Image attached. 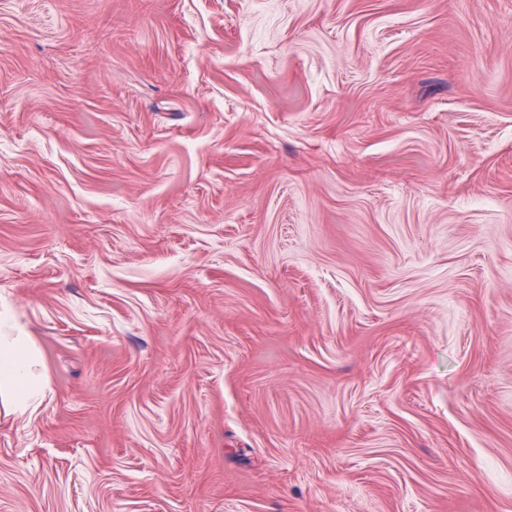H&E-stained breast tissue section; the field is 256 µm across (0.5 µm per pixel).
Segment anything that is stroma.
Segmentation results:
<instances>
[{
	"label": "stroma",
	"instance_id": "35a3bbf8",
	"mask_svg": "<svg viewBox=\"0 0 512 512\" xmlns=\"http://www.w3.org/2000/svg\"><path fill=\"white\" fill-rule=\"evenodd\" d=\"M0 512H512V0H0ZM0 326V405L19 416L33 413L46 397L35 340L7 307L0 308Z\"/></svg>",
	"mask_w": 512,
	"mask_h": 512
}]
</instances>
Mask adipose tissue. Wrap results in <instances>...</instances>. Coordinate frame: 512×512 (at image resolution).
Returning <instances> with one entry per match:
<instances>
[{
  "mask_svg": "<svg viewBox=\"0 0 512 512\" xmlns=\"http://www.w3.org/2000/svg\"><path fill=\"white\" fill-rule=\"evenodd\" d=\"M39 365L33 336L0 308V406L19 416L36 411L46 397Z\"/></svg>",
  "mask_w": 512,
  "mask_h": 512,
  "instance_id": "obj_1",
  "label": "adipose tissue"
}]
</instances>
